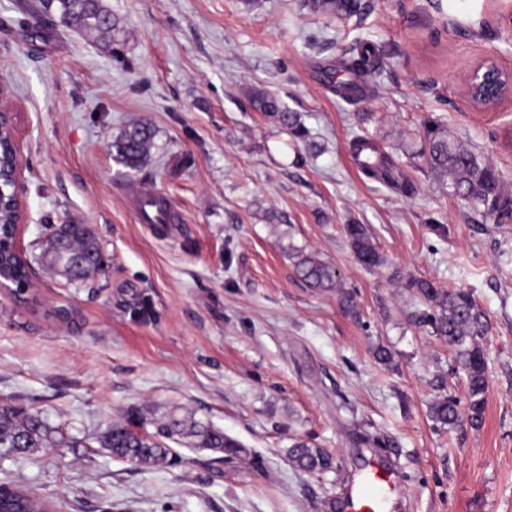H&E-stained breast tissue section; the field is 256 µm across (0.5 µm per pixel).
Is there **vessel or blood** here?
<instances>
[{"instance_id":"obj_1","label":"vessel or blood","mask_w":512,"mask_h":512,"mask_svg":"<svg viewBox=\"0 0 512 512\" xmlns=\"http://www.w3.org/2000/svg\"><path fill=\"white\" fill-rule=\"evenodd\" d=\"M394 483L395 476L387 459L370 456L354 488L337 504V512H396Z\"/></svg>"}]
</instances>
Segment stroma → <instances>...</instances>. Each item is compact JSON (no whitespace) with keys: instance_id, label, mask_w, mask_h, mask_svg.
<instances>
[{"instance_id":"1","label":"stroma","mask_w":512,"mask_h":512,"mask_svg":"<svg viewBox=\"0 0 512 512\" xmlns=\"http://www.w3.org/2000/svg\"><path fill=\"white\" fill-rule=\"evenodd\" d=\"M29 2L0 0V90L29 162L27 257L45 225L78 222L95 226L106 266L82 285L35 267L24 300L0 290V403L75 442L1 462L0 482L59 512H329L362 456L382 453L406 512H512V224L451 195L420 153L435 120L512 190V97L478 112L464 83L488 58L512 70V0H362L350 18L302 0H101L107 34L31 23ZM364 43L383 67L348 103L329 84ZM256 89L299 115L306 140L252 107ZM134 123L155 132L136 173L110 148ZM358 135L399 154L411 195L359 173ZM143 185L179 223H140ZM348 224L369 226L379 266L358 262ZM292 246L337 285L303 281ZM414 278L472 292L489 319L480 429L431 419V401L465 399L466 382L417 324ZM157 405L213 423L248 457L219 464L180 445L179 468L142 470L101 447L114 419ZM298 440L335 471L295 470Z\"/></svg>"}]
</instances>
